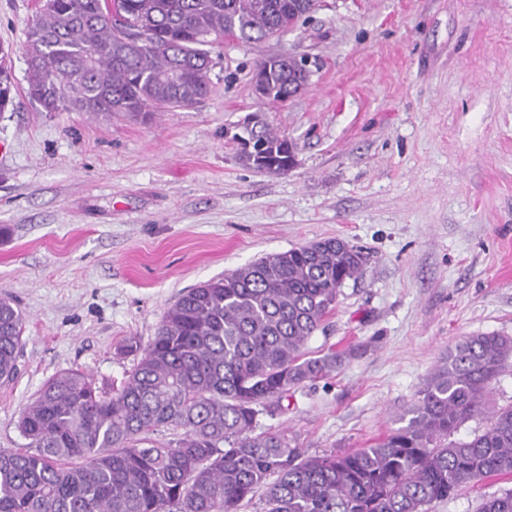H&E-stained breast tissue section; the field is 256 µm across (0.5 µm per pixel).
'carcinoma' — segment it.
Wrapping results in <instances>:
<instances>
[{"instance_id":"1","label":"carcinoma","mask_w":512,"mask_h":512,"mask_svg":"<svg viewBox=\"0 0 512 512\" xmlns=\"http://www.w3.org/2000/svg\"><path fill=\"white\" fill-rule=\"evenodd\" d=\"M309 0H46L27 42L28 96L47 112H124L147 120L209 92L208 47L230 34L265 40L314 12ZM255 90L286 102L308 83L285 54L259 61ZM0 47V112L13 101ZM264 172L284 174L293 145L261 126ZM363 257L329 238L251 263L184 291L120 384L82 370L47 380L22 412L26 450L0 449V512H239L265 489V512H425L493 475H512V407L485 413V396L512 338L468 336L436 369L406 425L368 448L304 454L284 430L255 433L288 392L335 372L346 353L318 355L308 339L362 273ZM24 315L0 297V382H11ZM487 425L454 438L469 419ZM183 430L168 443L144 435ZM477 512H512V491Z\"/></svg>"}]
</instances>
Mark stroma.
Wrapping results in <instances>:
<instances>
[{
	"label": "stroma",
	"mask_w": 512,
	"mask_h": 512,
	"mask_svg": "<svg viewBox=\"0 0 512 512\" xmlns=\"http://www.w3.org/2000/svg\"><path fill=\"white\" fill-rule=\"evenodd\" d=\"M40 0H0L13 104L0 115V293L26 316L14 381L0 386V448L50 377L97 385L135 360L187 289L269 253L327 238L363 273L309 339L351 355L291 390L256 429L302 452L369 447L401 424L462 338L512 337V0H323L304 23L211 48L210 91L141 122L47 112L28 94L27 34ZM305 59L309 84L261 100L256 63ZM295 146L283 175L249 168L232 139L250 113ZM512 490L495 476L432 502L476 512Z\"/></svg>",
	"instance_id": "obj_1"
}]
</instances>
